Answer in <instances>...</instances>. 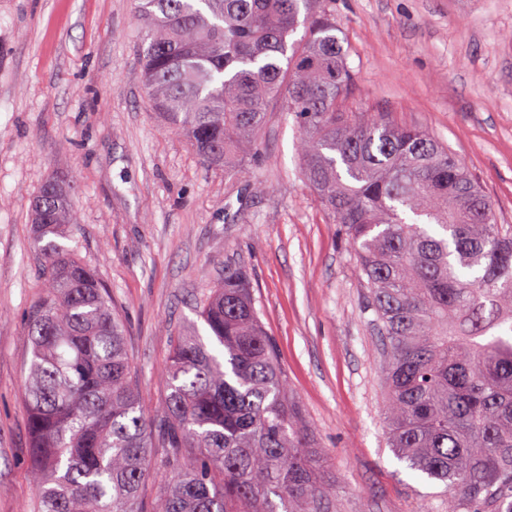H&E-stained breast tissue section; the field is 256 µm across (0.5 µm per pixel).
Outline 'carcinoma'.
Returning <instances> with one entry per match:
<instances>
[{"label":"carcinoma","mask_w":512,"mask_h":512,"mask_svg":"<svg viewBox=\"0 0 512 512\" xmlns=\"http://www.w3.org/2000/svg\"><path fill=\"white\" fill-rule=\"evenodd\" d=\"M135 19L151 107L204 164L243 172L271 105L294 118L303 174L367 280L389 447L445 485L440 512H512V226L425 131L346 111L330 0H137ZM32 213L45 292L26 318L24 401L38 512H143L153 448L168 471L153 512H320L326 452L247 275L225 270L198 311L214 346L176 336L153 420L109 292L52 240L76 223L68 186L49 181Z\"/></svg>","instance_id":"obj_1"}]
</instances>
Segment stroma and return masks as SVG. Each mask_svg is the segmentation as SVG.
I'll return each instance as SVG.
<instances>
[{"instance_id": "1", "label": "stroma", "mask_w": 512, "mask_h": 512, "mask_svg": "<svg viewBox=\"0 0 512 512\" xmlns=\"http://www.w3.org/2000/svg\"><path fill=\"white\" fill-rule=\"evenodd\" d=\"M134 0H0V512H32L25 319L43 293L30 204L71 185L63 246L126 318L145 410L160 414L177 332L228 268L255 307L335 493L324 512H416L439 486L387 443L366 280L306 183L292 117L271 110L245 176L164 131L139 77ZM353 81L345 107L422 127L512 225V0H333ZM264 191H256V184Z\"/></svg>"}]
</instances>
